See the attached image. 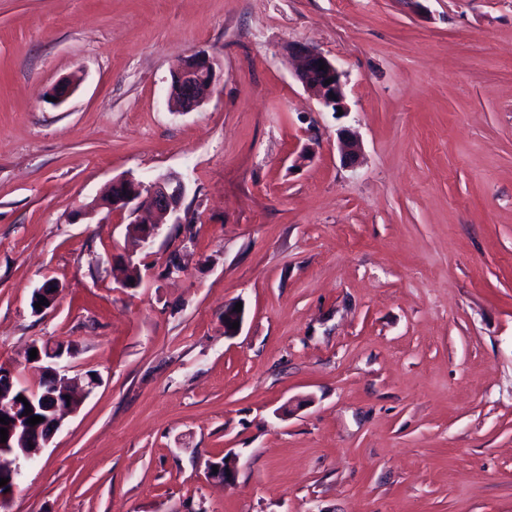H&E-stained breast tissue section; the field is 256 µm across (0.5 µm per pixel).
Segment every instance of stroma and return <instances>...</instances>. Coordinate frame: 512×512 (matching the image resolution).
I'll return each instance as SVG.
<instances>
[{
  "mask_svg": "<svg viewBox=\"0 0 512 512\" xmlns=\"http://www.w3.org/2000/svg\"><path fill=\"white\" fill-rule=\"evenodd\" d=\"M169 173L132 252L101 198ZM34 343L97 383L0 512H512V0H0V365ZM288 56L297 60V79L326 107L344 108L343 73L337 64L319 50L302 43L288 45ZM325 64L324 70H319ZM330 80V83H325ZM171 76L169 99L176 112L195 109L206 90L216 83L215 60L206 52L191 54ZM338 150L344 163L354 164L361 155L362 147L355 133L345 129L339 135Z\"/></svg>",
  "mask_w": 512,
  "mask_h": 512,
  "instance_id": "obj_1",
  "label": "stroma"
}]
</instances>
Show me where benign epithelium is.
Listing matches in <instances>:
<instances>
[{
  "mask_svg": "<svg viewBox=\"0 0 512 512\" xmlns=\"http://www.w3.org/2000/svg\"><path fill=\"white\" fill-rule=\"evenodd\" d=\"M288 55L297 60V79L326 107L339 111L344 108L343 73L337 64L319 50L302 43L288 45ZM216 83L215 60L206 52H195L189 62L183 63L171 76L169 99L176 111L190 112L195 109L206 90ZM338 150L346 164L359 159L362 147L358 137L349 129L338 138ZM185 193V185L173 174L159 176L149 182L133 177L112 183V190L105 205L113 212L129 213L138 227L136 249L151 248L160 235L163 223L160 218L178 211ZM60 357L50 355L46 365L40 367V377L23 385L22 397L30 405L42 401L47 390L56 388L67 393V379L61 375ZM49 417L50 431L38 436L40 428L27 423L29 415L15 407L10 410L7 441L0 443V458L14 456V462L28 460L36 451L47 445L62 426L65 416L77 410V406L55 407Z\"/></svg>",
  "mask_w": 512,
  "mask_h": 512,
  "instance_id": "1",
  "label": "benign epithelium"
}]
</instances>
